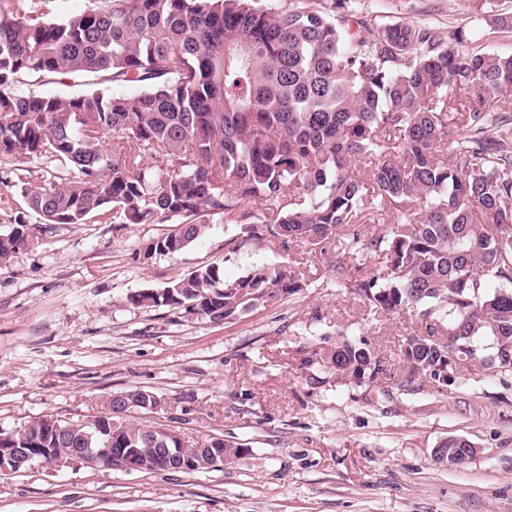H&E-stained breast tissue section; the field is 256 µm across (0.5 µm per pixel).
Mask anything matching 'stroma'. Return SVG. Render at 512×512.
Masks as SVG:
<instances>
[{"mask_svg": "<svg viewBox=\"0 0 512 512\" xmlns=\"http://www.w3.org/2000/svg\"><path fill=\"white\" fill-rule=\"evenodd\" d=\"M356 6L376 28L460 27L471 51L512 53V29L486 21L512 16V0ZM63 174L40 160L0 166V234L22 220L34 236L0 262V431L42 416L90 421L109 396L140 389L158 403L130 419L165 425L188 448L218 437L245 453L190 474L36 463L0 478V512H512L511 375L479 367L442 389L411 376L401 346L420 333L418 316L369 313L305 245H244L240 225L211 217L183 251L147 260L175 221L46 228L22 191ZM212 263L229 280L290 264L303 286L223 323L127 301ZM343 340L368 343L383 367L375 382H340L316 363ZM451 438L475 448L462 465L434 457Z\"/></svg>", "mask_w": 512, "mask_h": 512, "instance_id": "obj_1", "label": "stroma"}]
</instances>
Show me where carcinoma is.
Wrapping results in <instances>:
<instances>
[{
    "mask_svg": "<svg viewBox=\"0 0 512 512\" xmlns=\"http://www.w3.org/2000/svg\"><path fill=\"white\" fill-rule=\"evenodd\" d=\"M55 2L0 0V165L39 159L67 173L27 190L43 224L178 220L149 259L181 252L206 233L201 218L218 216L241 225L244 243L319 249L336 285L374 313H418L424 330L402 355L439 387L441 372L480 361L484 341L497 368L512 356V55L466 49L463 30L375 29L354 0H87L57 18ZM40 79L83 90L23 89ZM126 85L136 91L113 92ZM368 212L389 218V232L370 231ZM32 239L17 224L0 236V261ZM302 277L263 264L229 281L210 264L127 301L228 321L298 292ZM440 322L449 343L437 341ZM373 359L365 341H344L322 363L360 383L375 378ZM122 396L156 405L147 391ZM163 430L42 418L14 438L48 463L116 435L146 464L177 447Z\"/></svg>",
    "mask_w": 512,
    "mask_h": 512,
    "instance_id": "cac0c4a2",
    "label": "carcinoma"
}]
</instances>
